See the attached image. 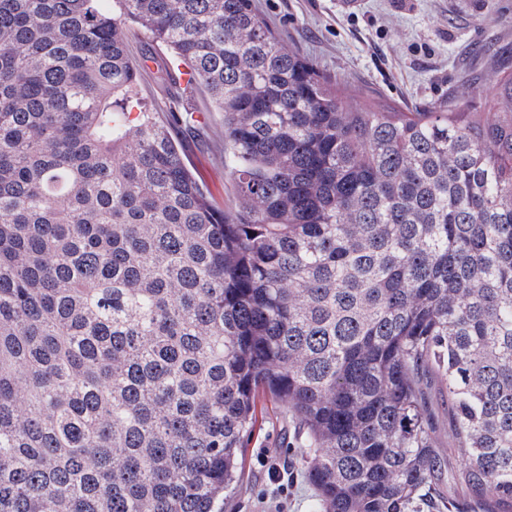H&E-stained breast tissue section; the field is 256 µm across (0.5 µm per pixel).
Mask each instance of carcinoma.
Instances as JSON below:
<instances>
[{"instance_id":"1","label":"carcinoma","mask_w":512,"mask_h":512,"mask_svg":"<svg viewBox=\"0 0 512 512\" xmlns=\"http://www.w3.org/2000/svg\"><path fill=\"white\" fill-rule=\"evenodd\" d=\"M129 22L224 113L233 208ZM468 99L355 103L252 0H0V512H224L261 391L317 512H512V71ZM431 400L435 411L433 417L435 448H438L439 452L443 456H447L448 459V448H451V442L448 438L450 422L448 407L445 402L446 396H444V391L440 390V386L436 385L432 390Z\"/></svg>"}]
</instances>
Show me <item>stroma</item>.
Instances as JSON below:
<instances>
[{"instance_id":"obj_1","label":"stroma","mask_w":512,"mask_h":512,"mask_svg":"<svg viewBox=\"0 0 512 512\" xmlns=\"http://www.w3.org/2000/svg\"><path fill=\"white\" fill-rule=\"evenodd\" d=\"M285 44L312 61L329 82L357 99L406 110L448 99L471 86L482 103L494 72L485 64L493 49L512 66V0H253ZM130 53L140 72L139 93L176 111L201 112L204 124L177 125L189 165L216 205L231 208L233 184L224 174V115L201 88H187L145 30L130 31ZM258 422L244 450L242 479L224 512H257L261 499L284 496L288 512H316L305 451L296 442L295 421L287 408L260 397ZM288 472L280 493L271 468Z\"/></svg>"}]
</instances>
